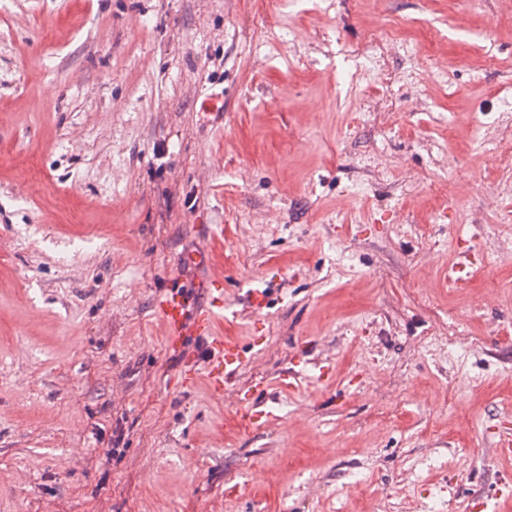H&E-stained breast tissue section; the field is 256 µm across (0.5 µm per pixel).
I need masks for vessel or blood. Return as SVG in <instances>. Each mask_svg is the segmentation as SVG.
<instances>
[{
    "instance_id": "obj_1",
    "label": "vessel or blood",
    "mask_w": 512,
    "mask_h": 512,
    "mask_svg": "<svg viewBox=\"0 0 512 512\" xmlns=\"http://www.w3.org/2000/svg\"><path fill=\"white\" fill-rule=\"evenodd\" d=\"M210 288L204 306L188 309L185 299L175 293L162 294L156 308L161 324L167 334L174 340L187 336L208 339L206 387L216 399H234L250 403L247 413L249 421L256 426H264L268 415L259 406L253 405L252 396L240 392L235 385L239 368L245 357L239 346L224 337L215 335L216 324L224 319V269L217 266L209 272Z\"/></svg>"
}]
</instances>
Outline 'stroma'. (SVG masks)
<instances>
[{"instance_id": "35a3bbf8", "label": "stroma", "mask_w": 512, "mask_h": 512, "mask_svg": "<svg viewBox=\"0 0 512 512\" xmlns=\"http://www.w3.org/2000/svg\"><path fill=\"white\" fill-rule=\"evenodd\" d=\"M508 213L512 0H0V512H512ZM210 288L204 306L191 311L185 299L176 293H164L156 301L161 324L175 341L185 336L210 339L208 343L206 387L216 399H234L250 403L254 393H242L235 385L239 368L245 357L239 346L222 336H213L216 324L224 320V268L211 267Z\"/></svg>"}]
</instances>
